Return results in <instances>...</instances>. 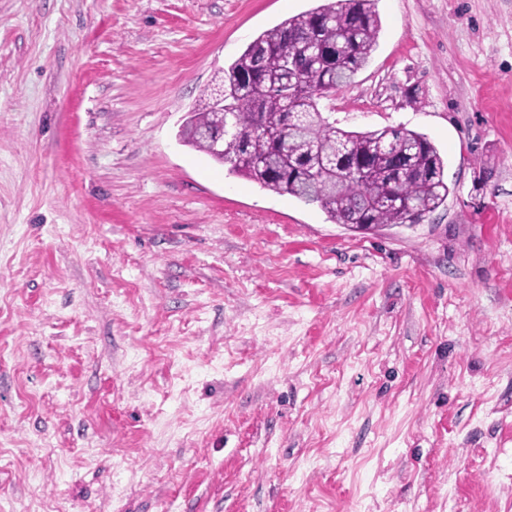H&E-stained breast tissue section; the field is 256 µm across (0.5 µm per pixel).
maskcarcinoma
Listing matches in <instances>:
<instances>
[{"mask_svg":"<svg viewBox=\"0 0 512 512\" xmlns=\"http://www.w3.org/2000/svg\"><path fill=\"white\" fill-rule=\"evenodd\" d=\"M377 0H334L262 32L214 78L180 130L184 143L229 172L316 205L350 230L420 224L445 205L447 162L405 128L354 131L323 115V90L353 82L381 31ZM339 48L336 61L324 53ZM281 133L273 141L259 133ZM229 130L216 150L205 132Z\"/></svg>","mask_w":512,"mask_h":512,"instance_id":"1","label":"carcinoma"}]
</instances>
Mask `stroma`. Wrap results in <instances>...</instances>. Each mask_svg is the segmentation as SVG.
<instances>
[{
    "mask_svg": "<svg viewBox=\"0 0 512 512\" xmlns=\"http://www.w3.org/2000/svg\"><path fill=\"white\" fill-rule=\"evenodd\" d=\"M326 0H0V512H512V0H378L319 100L447 162L351 232L179 131Z\"/></svg>",
    "mask_w": 512,
    "mask_h": 512,
    "instance_id": "35a3bbf8",
    "label": "stroma"
}]
</instances>
